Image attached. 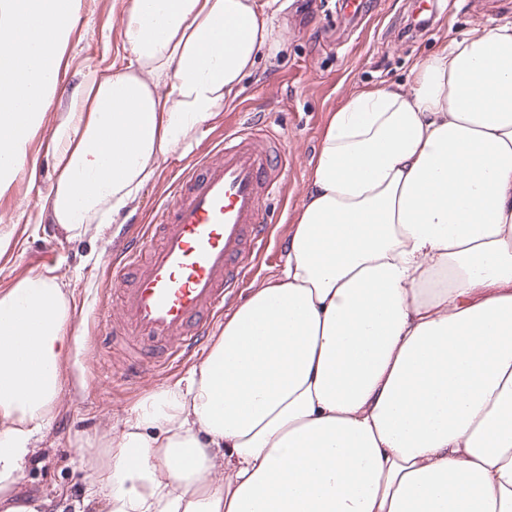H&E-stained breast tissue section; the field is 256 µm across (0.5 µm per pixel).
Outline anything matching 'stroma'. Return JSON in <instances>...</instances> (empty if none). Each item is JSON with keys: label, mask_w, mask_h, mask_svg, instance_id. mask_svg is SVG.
Masks as SVG:
<instances>
[{"label": "stroma", "mask_w": 512, "mask_h": 512, "mask_svg": "<svg viewBox=\"0 0 512 512\" xmlns=\"http://www.w3.org/2000/svg\"><path fill=\"white\" fill-rule=\"evenodd\" d=\"M360 2L353 10L347 0H278L275 24L281 38L264 50L242 92L193 146L196 155L211 151L225 131L251 121L280 136L288 148L280 189L266 201L269 245L244 270L225 312L243 302L253 285L282 269L288 227L329 113L357 89L405 81L417 59L444 45L450 34H463L477 24L512 21V0ZM120 18L121 0H80L63 53L61 88L76 84L86 67L109 72L122 65ZM63 107L62 101H55L52 114L29 145L39 180L31 183L21 177L0 193V225L16 227L13 245L0 256V289L30 274L55 275L72 292L75 305L70 349L62 361L58 412L43 451L19 481L23 493L44 500L43 512H73L86 497L89 482L75 463L79 439L117 433L139 398L161 384L178 381L203 356L195 351L169 372L148 373L137 383L111 378L105 364L109 347L96 334V316L106 298L107 266L137 226L147 223L169 199L188 161L171 158L162 163L125 223L108 225L93 236L67 238L55 225L39 220L41 197L59 176L47 144L55 114Z\"/></svg>", "instance_id": "obj_1"}]
</instances>
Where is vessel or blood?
Here are the masks:
<instances>
[{
  "mask_svg": "<svg viewBox=\"0 0 512 512\" xmlns=\"http://www.w3.org/2000/svg\"><path fill=\"white\" fill-rule=\"evenodd\" d=\"M288 158L254 125L196 156L156 213L148 241H129L112 263L98 328L122 344L123 377L166 371L195 351L224 309L269 226L265 198Z\"/></svg>",
  "mask_w": 512,
  "mask_h": 512,
  "instance_id": "vessel-or-blood-1",
  "label": "vessel or blood"
}]
</instances>
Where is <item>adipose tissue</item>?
<instances>
[{
  "label": "adipose tissue",
  "instance_id": "ef3b65f1",
  "mask_svg": "<svg viewBox=\"0 0 512 512\" xmlns=\"http://www.w3.org/2000/svg\"><path fill=\"white\" fill-rule=\"evenodd\" d=\"M79 0H0V193L60 94ZM269 0H124L128 62L91 69L50 138L41 208L70 239L134 209L276 43ZM281 276L202 359L76 456L99 512H512V22L332 112ZM75 305L0 289V512L62 390Z\"/></svg>",
  "mask_w": 512,
  "mask_h": 512
}]
</instances>
